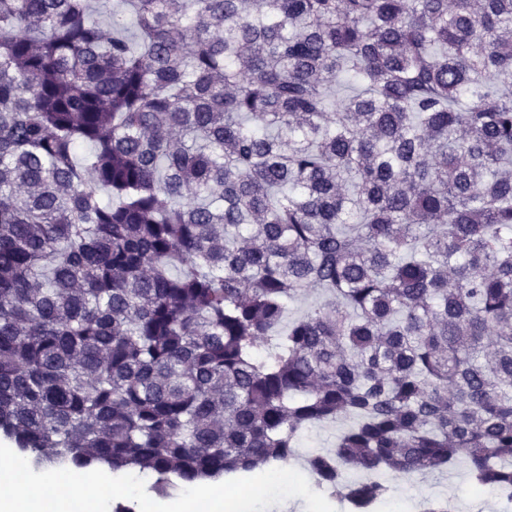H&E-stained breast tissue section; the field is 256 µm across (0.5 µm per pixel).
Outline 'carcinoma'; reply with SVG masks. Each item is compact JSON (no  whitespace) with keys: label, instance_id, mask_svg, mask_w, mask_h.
<instances>
[{"label":"carcinoma","instance_id":"obj_1","mask_svg":"<svg viewBox=\"0 0 512 512\" xmlns=\"http://www.w3.org/2000/svg\"><path fill=\"white\" fill-rule=\"evenodd\" d=\"M338 421L348 512L512 507V0H0V437L171 498ZM392 501L399 503L402 512L409 504L417 505L424 499L450 498L455 509L453 512H500L498 498H478L464 463L457 464L449 473L403 476H388ZM391 501V502H392Z\"/></svg>","mask_w":512,"mask_h":512}]
</instances>
